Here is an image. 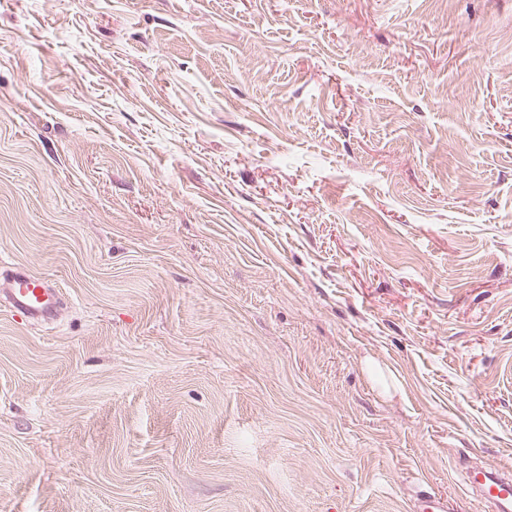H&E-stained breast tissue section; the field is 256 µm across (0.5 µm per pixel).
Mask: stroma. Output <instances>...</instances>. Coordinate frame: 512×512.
<instances>
[{"instance_id": "obj_1", "label": "stroma", "mask_w": 512, "mask_h": 512, "mask_svg": "<svg viewBox=\"0 0 512 512\" xmlns=\"http://www.w3.org/2000/svg\"><path fill=\"white\" fill-rule=\"evenodd\" d=\"M0 512H492L512 0H0ZM1 297L29 320L45 321L54 314V288H46L42 279L30 277L24 271L0 282Z\"/></svg>"}]
</instances>
